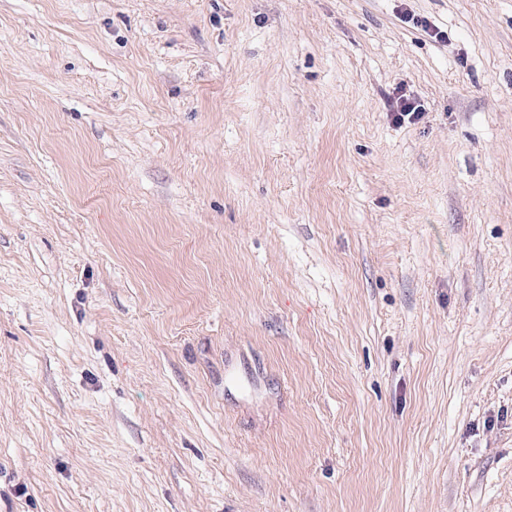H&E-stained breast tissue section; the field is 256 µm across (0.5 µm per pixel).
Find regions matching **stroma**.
<instances>
[{
  "instance_id": "stroma-1",
  "label": "stroma",
  "mask_w": 512,
  "mask_h": 512,
  "mask_svg": "<svg viewBox=\"0 0 512 512\" xmlns=\"http://www.w3.org/2000/svg\"><path fill=\"white\" fill-rule=\"evenodd\" d=\"M0 512H512V0H0ZM391 103L394 120L397 123H415L421 119L423 115L421 109L422 106L417 104L415 101L406 98L403 94L399 95L397 98H394Z\"/></svg>"
}]
</instances>
